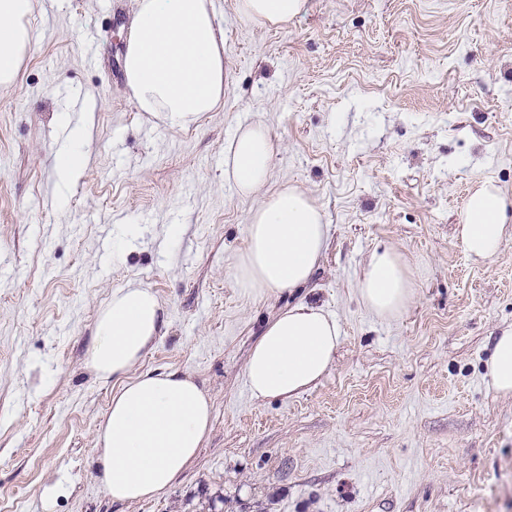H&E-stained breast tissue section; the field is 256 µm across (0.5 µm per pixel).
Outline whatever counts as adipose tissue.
Segmentation results:
<instances>
[{"instance_id": "adipose-tissue-1", "label": "adipose tissue", "mask_w": 512, "mask_h": 512, "mask_svg": "<svg viewBox=\"0 0 512 512\" xmlns=\"http://www.w3.org/2000/svg\"><path fill=\"white\" fill-rule=\"evenodd\" d=\"M308 0H234L236 17L279 27L304 13ZM32 0H0V86H12L29 47L26 17ZM133 29L124 74L138 111L173 127L189 126L215 111L224 98V31L212 0H134ZM92 135L91 119L71 130L57 160L64 179H76ZM278 142L256 122L239 128L224 148V176L254 198L247 245L234 271L238 287L276 293L306 284L328 250L321 208L294 185L266 186ZM464 251L476 260L494 257L512 239V202L491 181H478L459 226ZM364 305L395 319L414 295L407 258L392 248L373 251L358 280ZM163 325L162 305L144 286L113 290L100 311L87 351V366L103 381L118 380L96 431L94 477L113 502L159 497L196 460L211 426L208 392L177 370L139 371ZM341 328L322 307L299 303L280 311L253 344L245 369L253 397H290L307 390L330 368ZM488 384L512 397V329L497 336L486 367Z\"/></svg>"}]
</instances>
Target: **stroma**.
I'll return each instance as SVG.
<instances>
[{
    "mask_svg": "<svg viewBox=\"0 0 512 512\" xmlns=\"http://www.w3.org/2000/svg\"><path fill=\"white\" fill-rule=\"evenodd\" d=\"M224 30V105L171 127L112 74L129 27L111 5L33 0V39L0 88V512H512V397L484 368L512 327V240L470 259L457 226L477 180L512 200V0H309L282 27ZM90 104L81 175L55 170L57 117ZM264 122L268 188L307 191L329 248L311 281L238 288L254 205L224 146ZM413 264L414 299L378 317L358 292L372 251ZM151 288L165 323L141 370L191 375L213 401L194 465L164 495L115 504L93 475L112 384L85 356L100 309ZM322 306L341 327L328 373L292 398L245 380L266 322Z\"/></svg>",
    "mask_w": 512,
    "mask_h": 512,
    "instance_id": "1",
    "label": "stroma"
}]
</instances>
